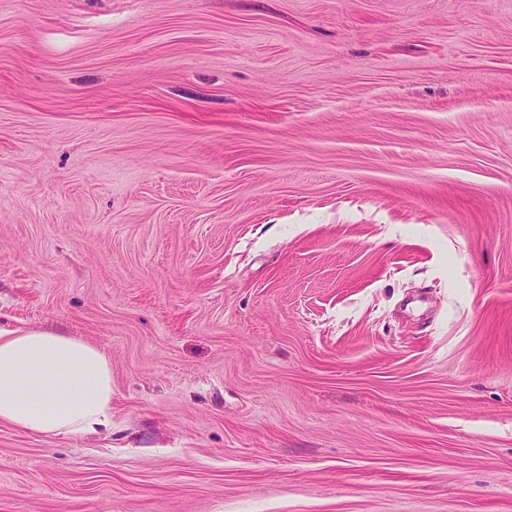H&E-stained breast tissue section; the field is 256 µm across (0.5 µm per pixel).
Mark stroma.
Here are the masks:
<instances>
[{
	"instance_id": "obj_1",
	"label": "stroma",
	"mask_w": 512,
	"mask_h": 512,
	"mask_svg": "<svg viewBox=\"0 0 512 512\" xmlns=\"http://www.w3.org/2000/svg\"><path fill=\"white\" fill-rule=\"evenodd\" d=\"M16 327L0 512H512V0H0ZM0 422L49 437L109 429V358L81 338L35 328L0 329Z\"/></svg>"
}]
</instances>
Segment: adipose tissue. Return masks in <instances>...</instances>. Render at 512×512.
Here are the masks:
<instances>
[{
  "instance_id": "obj_1",
  "label": "adipose tissue",
  "mask_w": 512,
  "mask_h": 512,
  "mask_svg": "<svg viewBox=\"0 0 512 512\" xmlns=\"http://www.w3.org/2000/svg\"><path fill=\"white\" fill-rule=\"evenodd\" d=\"M0 422L49 437L112 425V367L97 346L54 331L0 329Z\"/></svg>"
}]
</instances>
